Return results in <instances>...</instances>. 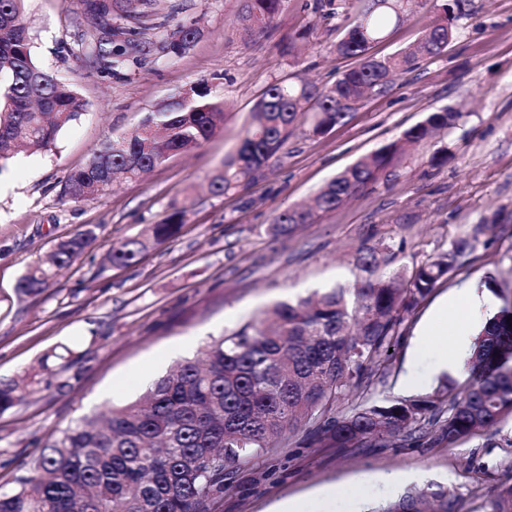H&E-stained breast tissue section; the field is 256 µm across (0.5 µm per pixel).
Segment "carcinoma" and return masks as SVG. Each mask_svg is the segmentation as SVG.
Wrapping results in <instances>:
<instances>
[{"instance_id":"carcinoma-1","label":"carcinoma","mask_w":512,"mask_h":512,"mask_svg":"<svg viewBox=\"0 0 512 512\" xmlns=\"http://www.w3.org/2000/svg\"><path fill=\"white\" fill-rule=\"evenodd\" d=\"M160 0H85L86 14L97 21L99 38L92 56L109 76L156 51L179 55L200 35L181 26L157 40L145 36L146 21ZM350 0H316V9L340 18ZM428 0H365L357 21L343 29L336 53L358 59L328 86L303 80L268 85L234 153L209 182L221 197L257 180L280 160L294 135L299 115L313 114L310 132L321 135L341 124L352 103L387 90L386 76L412 71L419 59L448 48L457 30L451 25L459 0L432 7L436 20L411 49L387 58L368 54L384 37L385 27ZM25 0H0V164L18 151L51 149L61 132L77 120L86 102L69 85L42 69L23 23ZM283 0H245L244 35L267 29ZM121 25L114 27L112 21ZM142 117L126 136L107 139L86 165L70 173L64 193L94 200L118 181L139 178L171 156L200 148L224 125V107L200 82ZM460 114L442 108L370 156L349 166L318 192L309 209L286 208L273 224L281 230L311 224L319 212L336 209L373 182L404 145L454 127ZM183 213L173 211L152 225L142 239L112 245L111 261L131 265L151 243L174 236ZM80 231L58 242L19 279L16 291L36 296L54 282L58 270L74 262L93 241ZM474 248L468 238L455 241L437 258L413 270L409 284L382 269L393 254L363 246L356 266L363 273L354 288H331L275 306L273 319L262 318L229 335L207 342L194 359L157 379L138 400L104 413L103 420H83L51 433L40 456L9 492H0V512H212L224 495V459L237 468L285 438L305 431L314 414L361 381L369 366L392 346L404 314ZM512 303L488 317L472 342L470 375L456 393L447 394L448 418L439 436L453 445L495 427L512 416ZM67 347L46 353L26 377L40 382L55 363L72 357ZM24 395L14 382H0V413ZM439 396L418 395L387 405L362 407L316 429L338 446H360L380 437L415 439L421 423L436 424ZM375 512H462L461 495L438 483L407 490ZM490 512H512V484L501 488Z\"/></svg>"}]
</instances>
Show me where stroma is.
I'll return each mask as SVG.
<instances>
[{"instance_id":"1","label":"stroma","mask_w":512,"mask_h":512,"mask_svg":"<svg viewBox=\"0 0 512 512\" xmlns=\"http://www.w3.org/2000/svg\"><path fill=\"white\" fill-rule=\"evenodd\" d=\"M168 30L195 26L200 37L180 55L155 53L115 76L91 69L86 53L98 30L82 0H28L25 21L34 55L71 82L86 102L55 148L19 153L0 165V380L21 379L53 347L75 353L0 414V491L12 490L48 435L109 405L139 397L176 361L195 357L211 338L231 334L275 304L315 291L353 287L366 244L394 255L391 270L410 277L461 238L474 249L440 280L399 325L387 356L362 383L310 422L354 409L457 387L466 373L427 378L404 389L410 351L440 301L478 284L496 305L512 300V0H462L456 40L441 56L398 75L333 129L311 136L303 114L284 157L245 190L212 196L208 182L235 150L265 87L303 78L333 83L352 62L336 54L334 19L315 0H285L265 33L242 31L244 0H183ZM424 7L390 24L371 52L386 57L413 46L432 22ZM205 82L224 105V126L201 148L171 157L146 177L95 200L63 193L69 172L83 167L107 137L130 132L144 113ZM443 107L458 124L399 156L379 178L314 223L288 231L275 214L311 203L338 173ZM184 222L172 239L134 264L112 265L113 243L135 238L174 210ZM81 229L95 239L41 295L15 287L30 265ZM407 478L386 485L380 474ZM436 482L460 492L464 512H488L497 488L512 483V416L455 445L429 431L418 443L385 438L338 448L297 435L224 478L218 512H269L277 502L326 489L364 488L359 512L407 488Z\"/></svg>"}]
</instances>
